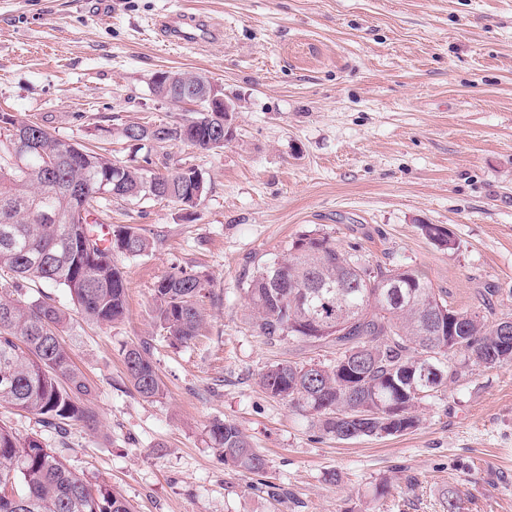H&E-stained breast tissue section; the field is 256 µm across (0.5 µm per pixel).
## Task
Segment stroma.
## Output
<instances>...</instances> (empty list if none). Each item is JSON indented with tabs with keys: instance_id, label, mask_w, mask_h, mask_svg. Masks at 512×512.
Listing matches in <instances>:
<instances>
[{
	"instance_id": "stroma-1",
	"label": "stroma",
	"mask_w": 512,
	"mask_h": 512,
	"mask_svg": "<svg viewBox=\"0 0 512 512\" xmlns=\"http://www.w3.org/2000/svg\"><path fill=\"white\" fill-rule=\"evenodd\" d=\"M188 8L221 39L159 42L155 20ZM163 69L238 101L223 150L116 137L188 117L153 96ZM0 112L125 164L190 162L208 187L191 215L147 197L109 207L108 223L139 228L151 249L113 257L121 320L75 313L63 334L96 429L48 432L4 404L0 423L39 435L135 512H447L452 498L460 512H512V363L424 399L411 432L339 441L259 385L277 363L334 362L335 346L260 336L246 295L248 275L316 229L370 262L419 268L453 307L493 288L497 313L512 314V0H112L103 18L94 0H0ZM426 224L458 250L428 240ZM181 268L209 280L188 347L154 323L152 288ZM142 343L165 384L153 400L123 363ZM217 420L248 436L265 475L225 465Z\"/></svg>"
}]
</instances>
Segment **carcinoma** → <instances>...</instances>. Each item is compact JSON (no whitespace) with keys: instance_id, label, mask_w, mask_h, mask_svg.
<instances>
[{"instance_id":"1","label":"carcinoma","mask_w":512,"mask_h":512,"mask_svg":"<svg viewBox=\"0 0 512 512\" xmlns=\"http://www.w3.org/2000/svg\"><path fill=\"white\" fill-rule=\"evenodd\" d=\"M209 113L165 122L161 143L180 142L208 149L215 131ZM41 150L23 163L0 142V403L31 413L58 433L81 424L94 427L96 414L82 402L91 385L72 362L60 340L70 314L40 293L27 295L34 283L62 289L88 321L111 323L126 306V279L112 262L121 253L145 255L149 239L129 225H110L100 234L98 215L116 195L151 193L189 209L193 207L194 171L172 170L142 190L145 169L116 161L67 139L44 125L27 126ZM39 197L40 220L31 216ZM424 235L452 251L448 230L422 225ZM209 280L179 269L153 288L156 326L171 342L186 345L198 336V299ZM246 293L255 328L268 339L332 342L334 363L320 365L305 392L297 390L302 368L277 363L259 378L261 387L290 407L310 413L319 431L338 440L400 435L419 425V404L455 381L458 367L495 368L500 359L498 322L487 288L479 305L455 309L413 266L372 264L342 249L317 230L298 235L283 254L258 268ZM451 319L460 346L448 349V337L431 335L434 311ZM127 379L143 398L164 393V382L145 345L123 352ZM401 410L392 430L379 426L390 407ZM210 436L224 464L255 475L267 460L230 421L210 426ZM0 512H133L121 494L105 483H91L72 472L35 436L20 438L0 424Z\"/></svg>"}]
</instances>
